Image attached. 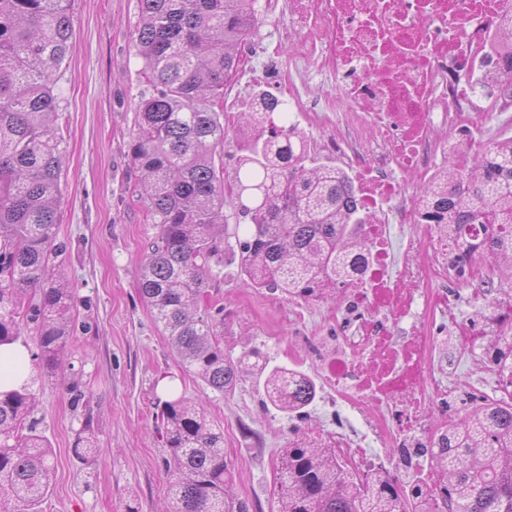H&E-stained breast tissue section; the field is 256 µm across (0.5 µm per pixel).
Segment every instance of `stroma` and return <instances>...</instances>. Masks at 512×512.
I'll use <instances>...</instances> for the list:
<instances>
[{
  "label": "stroma",
  "instance_id": "obj_1",
  "mask_svg": "<svg viewBox=\"0 0 512 512\" xmlns=\"http://www.w3.org/2000/svg\"><path fill=\"white\" fill-rule=\"evenodd\" d=\"M273 2L253 53L224 89L222 121L230 130L221 157L228 178L240 156V113L248 111L257 92L282 93L288 0ZM138 20V0H73V48L55 87L60 100L55 132L65 148L56 234L68 244L60 271L73 284L75 299L62 375L48 379L38 366L30 368L34 416L53 452L43 509L161 512L169 477L156 404L161 382L171 380L188 398L203 401L209 420L223 428L234 495L247 500L252 512H278L275 469L291 439L317 432L326 439L341 435L360 441L374 455L383 449L370 435L364 413L337 406L328 378L336 341L326 329V316L336 295L287 300L248 286L230 258L211 283V303L224 311L218 332L225 356L234 360L254 348L271 365L313 379L314 403L292 418L269 403L255 375H244L222 394L206 387L185 370L155 324L138 284L154 230L129 151L144 89L133 42ZM505 269V263L477 254L468 264L466 284L446 287L434 373L454 386L449 420L481 399L504 395L493 357L504 337L512 336V325L497 329L486 322L479 286L491 271L504 275ZM502 283L496 298L512 307V279L504 275ZM86 426L93 431L95 453L80 457L75 443Z\"/></svg>",
  "mask_w": 512,
  "mask_h": 512
}]
</instances>
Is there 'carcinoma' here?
Listing matches in <instances>:
<instances>
[{
    "instance_id": "1",
    "label": "carcinoma",
    "mask_w": 512,
    "mask_h": 512,
    "mask_svg": "<svg viewBox=\"0 0 512 512\" xmlns=\"http://www.w3.org/2000/svg\"><path fill=\"white\" fill-rule=\"evenodd\" d=\"M255 3L138 0L135 47L147 91L130 152L154 229L139 292L187 371L222 394L250 367L270 404L291 416L314 402L313 380L269 367L255 349L224 357L210 282L229 252L249 286L309 301L347 286L369 245L353 180L312 155L286 116L275 122L280 102L265 92L255 95L261 111L240 115L246 130L229 201L235 243L218 232L227 221L224 166L215 160L228 133L224 86L255 34ZM72 35V0H0V344L33 331L47 376L61 370L74 300L56 264L63 150L54 133V88ZM416 204L448 241L450 279L466 282L477 253L511 263L512 138L487 147L476 165L448 160ZM33 412L29 386L0 392V504L12 512H43L50 491L51 449ZM160 420L170 476L163 512H251L230 496L224 431L203 406L173 396L160 401ZM426 452L443 473L442 512H512V404L483 401ZM276 486L279 512H436L424 478L404 485L378 473L363 482L305 437L284 449Z\"/></svg>"
}]
</instances>
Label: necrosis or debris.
I'll return each mask as SVG.
<instances>
[{"instance_id": "obj_1", "label": "necrosis or debris", "mask_w": 512, "mask_h": 512, "mask_svg": "<svg viewBox=\"0 0 512 512\" xmlns=\"http://www.w3.org/2000/svg\"><path fill=\"white\" fill-rule=\"evenodd\" d=\"M512 0H289L288 24L298 41L288 52L289 105L299 112H331L324 144L347 168L365 178L360 193L367 218L370 262L329 317L336 325V364L330 369L338 404L365 412L385 455H372L337 438V454L364 474L391 472L403 478L417 449L409 445L425 429L435 404L452 389L441 379L419 386L415 374L430 372L435 354L428 333L437 324L435 282L448 267L429 264L410 243L395 275L385 271L379 245L394 202L396 220L423 218L396 171L426 175L440 151L434 127L464 132L484 124L496 104L475 96L476 81L494 75L489 51ZM327 79L331 94L310 99L306 86ZM378 309L382 318H371ZM423 323L418 340L397 342L393 326Z\"/></svg>"}]
</instances>
